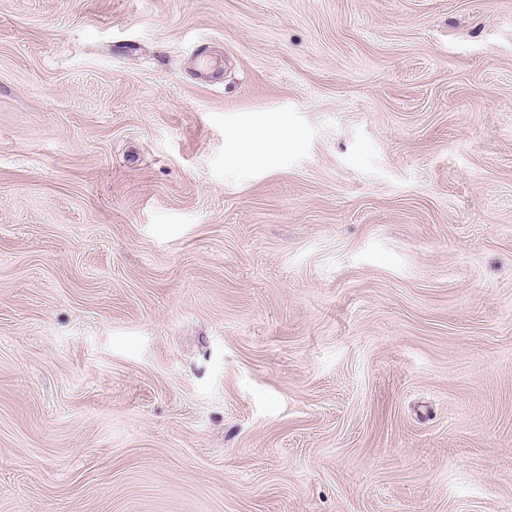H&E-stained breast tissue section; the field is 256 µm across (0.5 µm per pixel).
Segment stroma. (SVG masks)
<instances>
[{"label":"stroma","instance_id":"obj_1","mask_svg":"<svg viewBox=\"0 0 512 512\" xmlns=\"http://www.w3.org/2000/svg\"><path fill=\"white\" fill-rule=\"evenodd\" d=\"M0 512H512V0H0Z\"/></svg>","mask_w":512,"mask_h":512}]
</instances>
